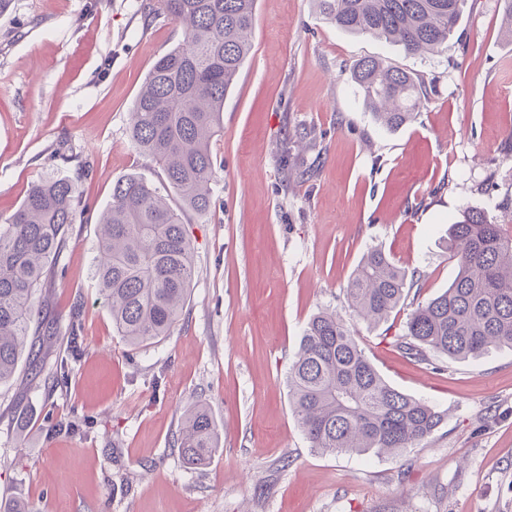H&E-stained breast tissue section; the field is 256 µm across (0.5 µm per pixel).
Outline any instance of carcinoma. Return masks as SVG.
<instances>
[{
  "label": "carcinoma",
  "mask_w": 512,
  "mask_h": 512,
  "mask_svg": "<svg viewBox=\"0 0 512 512\" xmlns=\"http://www.w3.org/2000/svg\"><path fill=\"white\" fill-rule=\"evenodd\" d=\"M319 14L344 32L386 39L409 56L440 53L457 28L465 0H314ZM256 0H155L185 29L184 40L152 65L130 113L134 147L160 166L180 200L171 208L160 188L129 174L112 186L98 217L93 266L112 325L134 348L168 336L190 296L194 248L184 227L187 212L210 211L216 167L211 151L221 132L224 98L251 51ZM354 82L375 121L397 129L416 118L428 96L423 78L364 58ZM91 220L70 179L49 176L30 184L19 208L0 217V385L12 381L23 352L51 335L35 295L52 276V262L76 221ZM458 273L448 289L417 304L393 346L407 357L478 359L491 347L512 348V237L470 209L448 228ZM420 275L372 249L346 288L348 308L376 325L419 287ZM293 413L310 448L322 453L391 455L428 438L447 413L383 379L360 346L352 325L322 310L311 317L291 363ZM210 409L184 413L180 449L193 467L219 449Z\"/></svg>",
  "instance_id": "obj_1"
}]
</instances>
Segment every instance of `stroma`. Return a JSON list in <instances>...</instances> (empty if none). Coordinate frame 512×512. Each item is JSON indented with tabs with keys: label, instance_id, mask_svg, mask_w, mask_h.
I'll use <instances>...</instances> for the list:
<instances>
[{
	"label": "stroma",
	"instance_id": "1",
	"mask_svg": "<svg viewBox=\"0 0 512 512\" xmlns=\"http://www.w3.org/2000/svg\"><path fill=\"white\" fill-rule=\"evenodd\" d=\"M146 2L12 0L0 16V214L48 175L69 178L95 214L124 175L162 185L128 126L152 64L185 33ZM251 43L212 141L213 204L186 219L195 275L179 321L160 342L128 346L93 276L97 226L73 224L37 299L58 333L0 387V501L38 512H512V350L418 363L391 345L412 302L386 325L355 321L392 386L448 411L399 455L313 451L287 383L310 316H349L346 288L368 249L418 270L425 302L458 272L448 226L462 210L512 234L503 0H467L439 55L344 33L312 0H257ZM365 57L424 77L413 122L374 121L351 78ZM63 360L73 371L59 388L48 375ZM199 401L220 447L191 469L177 438ZM67 420L78 431L55 433Z\"/></svg>",
	"mask_w": 512,
	"mask_h": 512
}]
</instances>
